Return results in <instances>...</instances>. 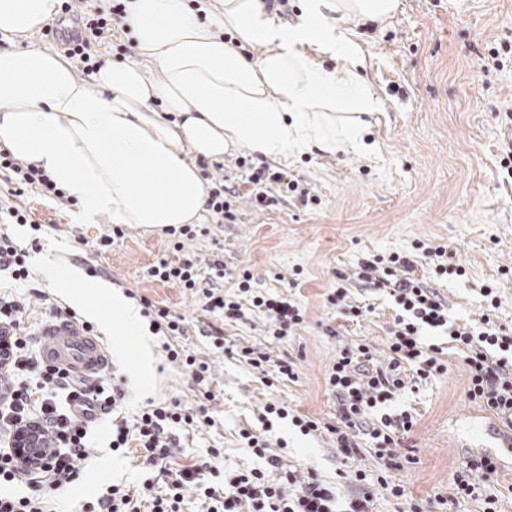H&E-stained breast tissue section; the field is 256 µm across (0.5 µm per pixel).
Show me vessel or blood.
<instances>
[{
	"label": "vessel or blood",
	"instance_id": "vessel-or-blood-1",
	"mask_svg": "<svg viewBox=\"0 0 512 512\" xmlns=\"http://www.w3.org/2000/svg\"><path fill=\"white\" fill-rule=\"evenodd\" d=\"M43 335L42 360L79 379L97 381L112 362L105 340L77 320L52 321Z\"/></svg>",
	"mask_w": 512,
	"mask_h": 512
}]
</instances>
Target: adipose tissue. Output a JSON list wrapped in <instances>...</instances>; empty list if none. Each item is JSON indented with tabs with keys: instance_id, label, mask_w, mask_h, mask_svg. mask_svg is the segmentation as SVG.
Listing matches in <instances>:
<instances>
[{
	"instance_id": "ef3b65f1",
	"label": "adipose tissue",
	"mask_w": 512,
	"mask_h": 512,
	"mask_svg": "<svg viewBox=\"0 0 512 512\" xmlns=\"http://www.w3.org/2000/svg\"><path fill=\"white\" fill-rule=\"evenodd\" d=\"M202 21L187 0H127L125 22L142 65L108 61L78 78L63 56L38 47L0 49V147L41 168L79 206L86 223L108 218L161 230L198 224L206 192L197 158L244 148L271 161L318 150L364 149L380 102L361 72L351 19L381 20L399 0H305L296 25L263 0H216ZM59 0H0V35L24 39L56 16ZM324 41L350 59L340 74L306 45ZM263 48L260 59L247 49ZM73 300L81 275L61 277ZM88 306L104 328L133 330L139 308L104 282Z\"/></svg>"
}]
</instances>
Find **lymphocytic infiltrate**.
<instances>
[{
	"instance_id": "obj_1",
	"label": "lymphocytic infiltrate",
	"mask_w": 512,
	"mask_h": 512,
	"mask_svg": "<svg viewBox=\"0 0 512 512\" xmlns=\"http://www.w3.org/2000/svg\"><path fill=\"white\" fill-rule=\"evenodd\" d=\"M81 2L63 0L61 13L76 25L67 41L69 58L88 65L92 62V43L111 36L112 18L122 13L123 7L115 4L88 17L80 11ZM2 169L14 173L15 195H23L26 189L34 187L46 197H65L64 191L42 169L24 166L10 153L0 150ZM178 233L172 242L177 260L160 259L148 268V276L190 292L200 291L204 311L224 315L228 320L240 318V303L226 295L218 284L225 276L223 260L209 261L216 281L209 287H200L199 258L187 249L193 231L184 224L179 226ZM447 255L444 246H428L417 256L377 255L360 266V278L388 289L402 312L389 332L382 366L372 367L373 351L369 345L353 344L339 351L326 376V385L336 397L338 414L336 423L324 428L348 462L339 476L348 484L349 493H342L338 486L314 473L285 469L280 453L267 439L244 429L240 436L246 450L265 460V467L228 469L223 481L214 483L204 478L207 463L198 462L175 470L162 491L148 484L134 495L120 486H110L97 503L86 504L84 512H183L182 505L189 496L195 497L200 512H376L378 496L409 500L404 483L392 480L390 473L403 466V456L397 451L398 440L414 429L417 418L411 410L390 414L386 407L405 389V370H413L426 379L442 368L439 347L425 344L422 330L446 328L450 343L468 365V399L499 419L512 420V328L497 324L492 315L500 305L498 293L491 287H482L488 310L482 314L479 327L452 326L442 299L415 275L422 260L434 263L437 274L446 273L452 266ZM253 304L265 310L274 337L287 336L304 321L302 309L285 299L257 296ZM23 312L21 301L0 295V329L11 333L10 360L0 372V484L20 482L29 487L22 496L0 494V512H55V492L80 478L89 457L85 444L88 424L73 410H60L56 390H64L68 401L83 398L108 414L117 411L123 395H104L99 387L47 369L37 340L21 326ZM27 421L38 423L56 442L39 472L32 475L17 470L10 444L14 427ZM212 423L207 412L186 411L176 402L151 406L134 421H113L111 447L116 451L138 448L147 463L163 465L170 461L176 446L169 432L171 426L202 428ZM362 435L373 440L383 461V469L377 474L367 473L354 463L358 438ZM497 469V460L490 455L467 461L464 468L455 471L450 495L436 497V504L444 506L479 496L483 499V512H499L495 494L478 493L479 482L491 480Z\"/></svg>"
}]
</instances>
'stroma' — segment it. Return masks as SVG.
Segmentation results:
<instances>
[{"mask_svg": "<svg viewBox=\"0 0 512 512\" xmlns=\"http://www.w3.org/2000/svg\"><path fill=\"white\" fill-rule=\"evenodd\" d=\"M351 28L364 74L382 102L366 136L368 152L329 156L316 150L289 159L283 170L309 189V197L280 193L263 208L248 201L253 186L245 170L263 166L264 158L245 153L240 169L236 152L226 153L224 184L241 196L236 219L219 225L206 216L203 234L191 243L203 259H223L225 292H235L233 274L245 268L256 291L298 303L305 322L290 335L272 336L251 295L240 296L243 318L228 321L203 311L184 289L147 279L146 268L166 251L165 233L131 225L111 251L99 255L88 242L109 229L107 219L82 223L76 205L33 192L14 200L42 226L38 232L27 225L11 228L28 250L31 277L11 290L25 302L28 331L39 333L48 320L38 292L72 303L49 274L52 265L74 267L85 283L107 282L185 317L186 332L175 340L152 333L156 368L144 388L133 384L128 355L113 356L99 384L108 392L123 391L130 417L149 403L174 399L192 409L206 407L214 426L176 430L174 461L180 467L207 461L214 481L223 479L225 466L254 465L239 432L258 429L257 413L274 401L291 413L273 420L267 433L272 442L286 443L284 465L337 481L341 459L332 436L301 434L291 418L335 423L337 403L326 374L337 351L349 342L369 343L378 353L385 347L399 308L385 290L353 280L366 259L411 253L423 244L447 246L465 275L438 276L424 265L420 277L447 303L449 320L478 324L484 310L479 288L488 285L500 296L499 323L512 326V172L501 163L512 153V0H401L394 16L355 21ZM494 57L500 68L490 67ZM340 272L348 277L346 302L364 308L361 318L342 316L330 302ZM170 341L211 366V401H203L186 372L167 361L163 345ZM244 346L293 362L294 377L276 374L264 383L238 356ZM441 361L444 373L409 383L391 402L392 409L418 414L417 425L397 446L414 462L392 473L418 501L448 495L454 472L478 455L482 441L478 424L468 421L475 406L466 396V366L452 352ZM111 440L110 415L89 422L86 468L59 493L57 512H81L114 484L138 493L146 479L157 477V468L135 449L112 451ZM106 460L112 469L104 473Z\"/></svg>", "mask_w": 512, "mask_h": 512, "instance_id": "1", "label": "stroma"}]
</instances>
